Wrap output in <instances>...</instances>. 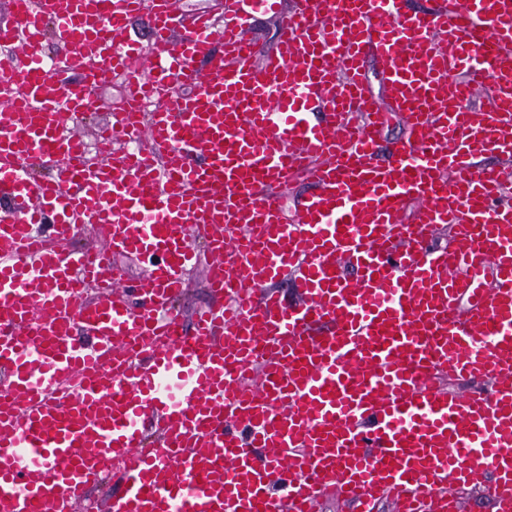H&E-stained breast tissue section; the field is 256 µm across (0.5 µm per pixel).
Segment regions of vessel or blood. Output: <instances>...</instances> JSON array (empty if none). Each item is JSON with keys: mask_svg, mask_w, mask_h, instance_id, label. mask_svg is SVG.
Returning <instances> with one entry per match:
<instances>
[{"mask_svg": "<svg viewBox=\"0 0 512 512\" xmlns=\"http://www.w3.org/2000/svg\"><path fill=\"white\" fill-rule=\"evenodd\" d=\"M408 2L224 0L219 26L178 0H10L0 512H78L106 477L104 512L333 495L458 512L476 487L512 512V173L478 163L512 157V0ZM268 13L260 57L249 28ZM368 55L408 125L383 161ZM113 73L129 108L90 147L77 124ZM298 178L312 190L290 222L272 190ZM87 227L101 245L74 247ZM128 259L148 273L128 281ZM202 265L211 300L187 322L175 305ZM252 37L256 42L257 53L262 56L277 43V20L271 16L257 19L252 28Z\"/></svg>", "mask_w": 512, "mask_h": 512, "instance_id": "1", "label": "vessel or blood"}]
</instances>
